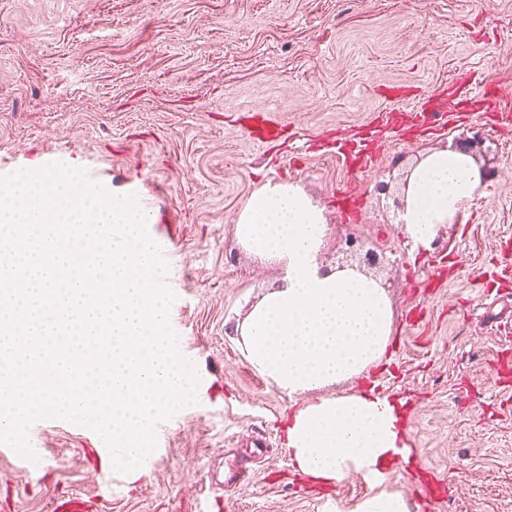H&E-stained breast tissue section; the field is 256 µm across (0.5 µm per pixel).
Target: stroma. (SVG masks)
I'll list each match as a JSON object with an SVG mask.
<instances>
[{
	"mask_svg": "<svg viewBox=\"0 0 512 512\" xmlns=\"http://www.w3.org/2000/svg\"><path fill=\"white\" fill-rule=\"evenodd\" d=\"M498 109L409 106L450 92ZM512 0H0V176L51 162L135 194L172 256L171 319L200 376L137 470L95 433L34 424L37 461L0 450V512H354L358 477L320 485L283 453L288 417L370 388L403 401L411 512H512ZM271 142L250 137L261 118ZM372 141L368 169L336 149ZM467 149L482 194L413 252L394 201L424 155ZM322 209L323 267L376 277L394 313L381 364L289 395L232 328L281 276L234 235L266 183Z\"/></svg>",
	"mask_w": 512,
	"mask_h": 512,
	"instance_id": "obj_1",
	"label": "stroma"
}]
</instances>
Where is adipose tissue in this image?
<instances>
[{
    "instance_id": "ef3b65f1",
    "label": "adipose tissue",
    "mask_w": 512,
    "mask_h": 512,
    "mask_svg": "<svg viewBox=\"0 0 512 512\" xmlns=\"http://www.w3.org/2000/svg\"><path fill=\"white\" fill-rule=\"evenodd\" d=\"M472 156L442 149L424 156L407 177L401 215L412 249L430 248L481 186ZM327 226L299 189L266 184L240 213L238 242L259 258L282 263L279 285L237 325L251 365L291 394L359 376L388 349L393 314L380 282L353 267L323 269ZM284 451L311 481L336 484L360 474L384 477L408 463L400 402L370 392L321 399L293 412Z\"/></svg>"
}]
</instances>
